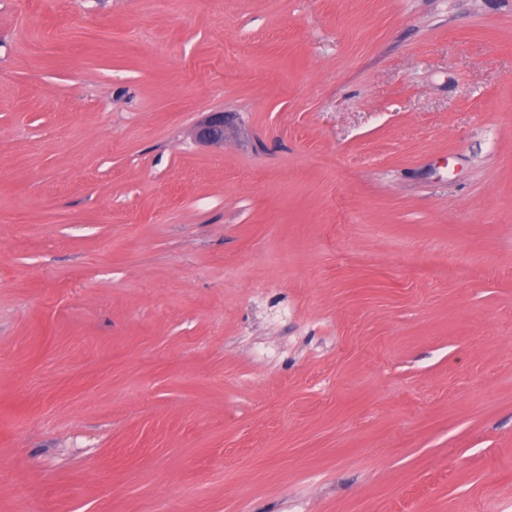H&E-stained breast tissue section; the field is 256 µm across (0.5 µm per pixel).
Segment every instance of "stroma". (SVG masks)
Instances as JSON below:
<instances>
[{
  "mask_svg": "<svg viewBox=\"0 0 512 512\" xmlns=\"http://www.w3.org/2000/svg\"><path fill=\"white\" fill-rule=\"evenodd\" d=\"M0 512H512V0H0ZM226 114L211 112L194 128L195 138L207 146H223L226 136Z\"/></svg>",
  "mask_w": 512,
  "mask_h": 512,
  "instance_id": "35a3bbf8",
  "label": "stroma"
}]
</instances>
